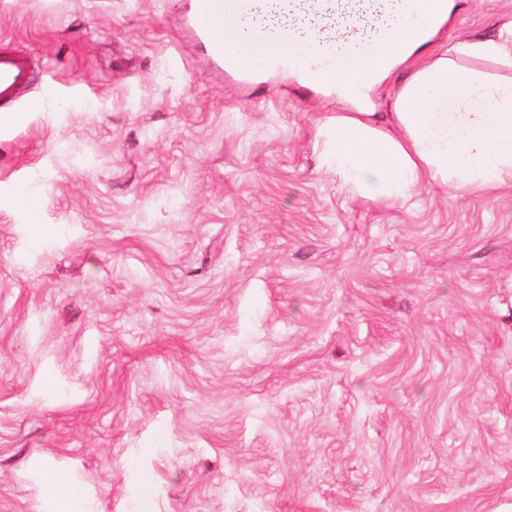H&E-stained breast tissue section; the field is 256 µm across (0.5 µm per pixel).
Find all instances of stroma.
Instances as JSON below:
<instances>
[{
  "label": "stroma",
  "instance_id": "stroma-1",
  "mask_svg": "<svg viewBox=\"0 0 512 512\" xmlns=\"http://www.w3.org/2000/svg\"><path fill=\"white\" fill-rule=\"evenodd\" d=\"M191 3L0 0V512H512V180L354 193ZM30 70L28 59L0 50V102L15 100L18 90L29 82Z\"/></svg>",
  "mask_w": 512,
  "mask_h": 512
}]
</instances>
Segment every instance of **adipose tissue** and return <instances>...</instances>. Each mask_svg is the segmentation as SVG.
<instances>
[{
  "label": "adipose tissue",
  "instance_id": "adipose-tissue-1",
  "mask_svg": "<svg viewBox=\"0 0 512 512\" xmlns=\"http://www.w3.org/2000/svg\"><path fill=\"white\" fill-rule=\"evenodd\" d=\"M456 11V0H413L412 11L396 9L364 64L324 71L302 59L289 70L334 97L339 111L318 129L323 161L359 195L405 199L427 181L456 198L496 191L512 177V85L484 84L455 63L512 59V23L498 37L457 42L452 56L419 66L386 116L371 110L372 95Z\"/></svg>",
  "mask_w": 512,
  "mask_h": 512
}]
</instances>
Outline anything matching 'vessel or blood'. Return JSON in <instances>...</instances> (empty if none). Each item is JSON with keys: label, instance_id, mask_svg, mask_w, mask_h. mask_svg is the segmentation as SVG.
Here are the masks:
<instances>
[{"label": "vessel or blood", "instance_id": "vessel-or-blood-1", "mask_svg": "<svg viewBox=\"0 0 512 512\" xmlns=\"http://www.w3.org/2000/svg\"><path fill=\"white\" fill-rule=\"evenodd\" d=\"M249 12V0H194L190 23L219 60L232 63L261 50L283 74L300 56L321 67H346L359 64L365 55L364 45L357 40H300L286 29L254 27ZM30 70L25 57L0 51V102L14 101L18 90L28 83Z\"/></svg>", "mask_w": 512, "mask_h": 512}]
</instances>
